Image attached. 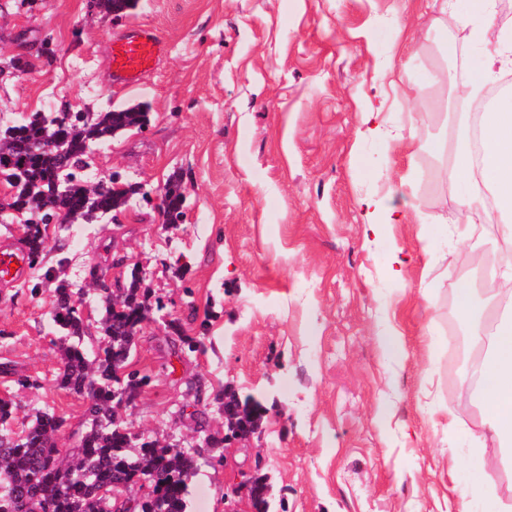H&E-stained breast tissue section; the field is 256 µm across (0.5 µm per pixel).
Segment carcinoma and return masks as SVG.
Returning a JSON list of instances; mask_svg holds the SVG:
<instances>
[{
    "instance_id": "cac0c4a2",
    "label": "carcinoma",
    "mask_w": 512,
    "mask_h": 512,
    "mask_svg": "<svg viewBox=\"0 0 512 512\" xmlns=\"http://www.w3.org/2000/svg\"><path fill=\"white\" fill-rule=\"evenodd\" d=\"M147 122L148 109L142 103L98 112L89 121L32 114L11 137H0V167L6 159L27 177V189L13 195L8 205L42 217L45 200L52 197L74 222L124 208L129 196L96 192L84 184L79 170L93 142ZM51 141L55 148L49 150ZM168 187L169 206L181 216L185 197L180 181L174 179ZM22 243L29 257H42L40 225L29 226ZM120 295L118 302L100 295L105 344L91 357L83 343L79 300L65 280L56 279L52 320L61 333L58 383L87 398L86 431L65 461L56 446L61 417L41 413L14 438L7 428L13 400L0 398V512H186L188 480L195 470L190 450L145 438L139 439V447H130L127 423L119 413L121 403H132L150 383L149 376L128 369L135 338L149 313L148 289L142 287L138 268L131 269ZM141 476L151 478V493L120 503L106 495L112 484L131 487Z\"/></svg>"
}]
</instances>
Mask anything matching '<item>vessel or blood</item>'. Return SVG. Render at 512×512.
I'll return each mask as SVG.
<instances>
[{
    "label": "vessel or blood",
    "mask_w": 512,
    "mask_h": 512,
    "mask_svg": "<svg viewBox=\"0 0 512 512\" xmlns=\"http://www.w3.org/2000/svg\"><path fill=\"white\" fill-rule=\"evenodd\" d=\"M160 50L159 39L149 29H138L115 40L108 53L113 81L138 84L152 70ZM26 265V254L23 250H1L0 281L9 283L17 280L19 269Z\"/></svg>",
    "instance_id": "obj_1"
}]
</instances>
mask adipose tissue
I'll return each mask as SVG.
<instances>
[{"mask_svg": "<svg viewBox=\"0 0 512 512\" xmlns=\"http://www.w3.org/2000/svg\"><path fill=\"white\" fill-rule=\"evenodd\" d=\"M495 0H446L444 8L466 16L471 36L483 42L494 23ZM483 153L470 151V126L461 123L456 161L448 171L459 192V218L470 221L483 212L489 223L505 227L512 242V100L484 107L480 114ZM502 252L492 251L487 265L493 275L487 286L490 301L479 299L473 288L462 285L458 309L471 326L473 340L483 356L474 370L475 390L482 404L483 432L477 440L475 460L493 452L512 463V270H506Z\"/></svg>", "mask_w": 512, "mask_h": 512, "instance_id": "ef3b65f1", "label": "adipose tissue"}]
</instances>
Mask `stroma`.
Returning a JSON list of instances; mask_svg holds the SVG:
<instances>
[{
	"label": "stroma",
	"mask_w": 512,
	"mask_h": 512,
	"mask_svg": "<svg viewBox=\"0 0 512 512\" xmlns=\"http://www.w3.org/2000/svg\"><path fill=\"white\" fill-rule=\"evenodd\" d=\"M133 28L152 29L164 51L127 87L107 54ZM469 33L439 0H137L118 18L88 0H0V128L35 112H149L144 128L92 143L82 173L120 174L141 194L118 220L49 226L41 265L0 283L11 429L61 416L65 454L85 429L86 399L56 381L47 270L79 293L93 352L103 338L88 269L122 281L135 266L151 314L130 366L151 383L122 416L149 438L199 446L187 512H225L227 489L258 469L270 512H454L477 478L482 421L466 370L448 361V305L467 269L512 248L498 225L457 223L445 176L454 88L487 61ZM411 76L428 79L415 100ZM372 108L389 144L364 133ZM172 177L186 202L166 225L157 193ZM374 195L403 215L378 238L359 205ZM395 251L400 281L388 274ZM392 330L406 355H385ZM184 335L203 350H183ZM228 384L269 414L261 442L219 452L201 442L224 432Z\"/></svg>",
	"instance_id": "stroma-1"
}]
</instances>
